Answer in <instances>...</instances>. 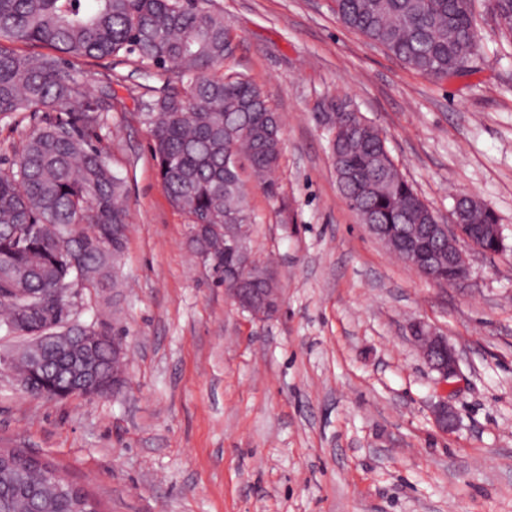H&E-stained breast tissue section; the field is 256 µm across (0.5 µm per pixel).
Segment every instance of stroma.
<instances>
[{"instance_id":"1","label":"stroma","mask_w":512,"mask_h":512,"mask_svg":"<svg viewBox=\"0 0 512 512\" xmlns=\"http://www.w3.org/2000/svg\"><path fill=\"white\" fill-rule=\"evenodd\" d=\"M211 5L235 43L225 72L282 118L278 198L240 169L282 306L256 320L231 303L160 185L137 98L177 75L114 61L125 109L99 134L132 224L114 286L79 290L71 316L123 336L128 384L46 401L0 368V448L47 457L105 512H512V39L475 0L480 51L436 79L344 29L332 0ZM331 103L379 129L443 223L460 194L488 204L504 251L460 240L469 275L439 286L371 236L336 182ZM418 319L456 352L449 383L413 342ZM443 400L457 415L446 432Z\"/></svg>"}]
</instances>
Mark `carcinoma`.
Segmentation results:
<instances>
[{"label":"carcinoma","mask_w":512,"mask_h":512,"mask_svg":"<svg viewBox=\"0 0 512 512\" xmlns=\"http://www.w3.org/2000/svg\"><path fill=\"white\" fill-rule=\"evenodd\" d=\"M202 0H0V41L46 48L26 53L0 45V116L28 112L39 122L0 166V325L21 309L34 314L30 329L53 317V301L67 299L78 284L107 287L122 252L130 215L125 178L109 163V143L98 137L107 115L123 102L113 77L101 78L72 66L74 58L104 60L134 56L146 68L178 69L184 91L167 90L141 99L161 187L191 224H235L246 257L224 253L215 235L190 238L194 254L232 271L223 283L262 295L278 287L274 269L257 261L250 246L252 216L239 177L246 158L268 196L278 197L273 174L282 150V121L249 79L221 72L231 36L224 15ZM336 18L348 30L412 69L437 78L463 71L478 50L473 10L463 0H334ZM497 27L512 35V0H489ZM97 83L91 89L90 81ZM329 150L345 200L361 222L376 224L402 251L412 225L434 224L436 212L419 198L389 156L379 130L357 118L334 122ZM459 224H478L482 244L499 247L497 219L480 199L466 195ZM448 270L444 238L431 242ZM92 351L105 375L112 370V335ZM35 396L55 399L68 386L48 369L25 366ZM61 469L22 450L0 448V512H102L101 503Z\"/></svg>","instance_id":"cac0c4a2"}]
</instances>
